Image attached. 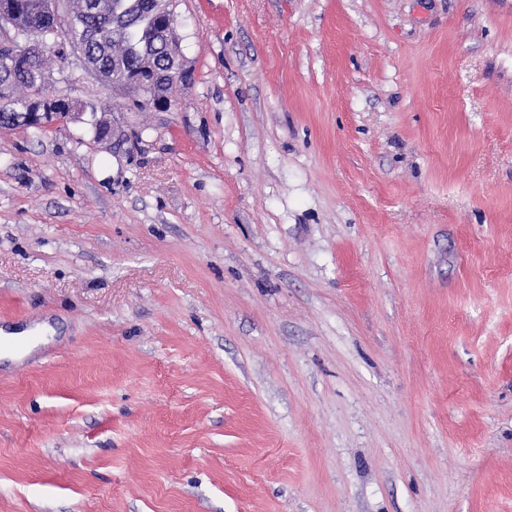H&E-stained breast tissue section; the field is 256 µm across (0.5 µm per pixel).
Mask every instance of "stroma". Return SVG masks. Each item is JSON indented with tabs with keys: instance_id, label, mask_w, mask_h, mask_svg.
I'll return each instance as SVG.
<instances>
[{
	"instance_id": "35a3bbf8",
	"label": "stroma",
	"mask_w": 512,
	"mask_h": 512,
	"mask_svg": "<svg viewBox=\"0 0 512 512\" xmlns=\"http://www.w3.org/2000/svg\"><path fill=\"white\" fill-rule=\"evenodd\" d=\"M172 9L0 128V512H512V0ZM152 1V8L156 9V20H157V26L161 33L163 34V44L168 46L169 49L174 48V42L172 40V31L171 27L173 28L174 25V15L170 11L168 15V8L167 4L170 0H150ZM169 17H170V24L169 25ZM179 46L176 51H171L170 60L164 63L160 69L154 59L147 60L135 73L127 76L123 81V85L131 87L137 93L143 95L145 101L152 102L153 105L160 109L168 106V98L163 91L166 78L175 76L180 81L186 76V71L180 63ZM168 69H164L165 67Z\"/></svg>"
}]
</instances>
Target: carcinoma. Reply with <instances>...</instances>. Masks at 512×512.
<instances>
[{"label": "carcinoma", "instance_id": "cac0c4a2", "mask_svg": "<svg viewBox=\"0 0 512 512\" xmlns=\"http://www.w3.org/2000/svg\"><path fill=\"white\" fill-rule=\"evenodd\" d=\"M30 0H16L27 21L15 37V48H22L31 39L44 45L43 54L30 65L33 72L46 71L48 57L63 58L68 44L87 43L90 63L100 67L106 80L120 82L124 73L112 70L115 61L126 64L131 72L139 67L152 50L155 19L149 9V0H107L109 8L104 14L85 11V0H66L65 7L75 16V23L67 29H56L50 18L28 12ZM8 82L11 91H23V96L10 97L7 105L0 108V123L7 122L9 113L23 106L34 87L33 76L18 71L12 53L0 50V84Z\"/></svg>", "mask_w": 512, "mask_h": 512}]
</instances>
